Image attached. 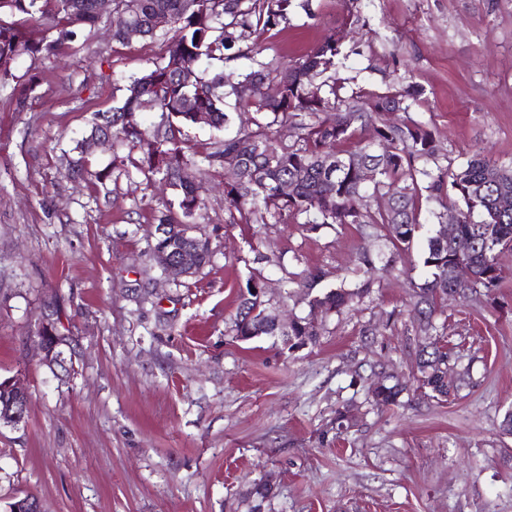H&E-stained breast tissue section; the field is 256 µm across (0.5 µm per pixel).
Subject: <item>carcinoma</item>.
I'll return each mask as SVG.
<instances>
[{
    "label": "carcinoma",
    "instance_id": "carcinoma-1",
    "mask_svg": "<svg viewBox=\"0 0 512 512\" xmlns=\"http://www.w3.org/2000/svg\"><path fill=\"white\" fill-rule=\"evenodd\" d=\"M312 0H112L117 24L112 40L127 42L124 27H138L143 38L168 36L166 52L125 85L120 102L105 112L92 113L86 138L108 131L112 139L138 151V156L113 155L112 168L90 173L99 183L112 174L142 175L166 182L172 198L158 210L157 223L169 225L176 240L191 244L200 265L210 260L209 242L192 233L203 219L201 192L207 175L230 154L238 158L236 175L224 181L226 224H301L308 232L348 225L372 227L391 244L382 259L369 250L354 259V287L341 284L313 294L322 281L319 269L288 273V287L305 291L310 309L322 318L340 314L354 299L374 287L377 262L389 266L412 250L428 215L448 222V196L464 204L456 236L444 240L433 234L426 241L423 265L430 276L416 291L419 330L438 331L435 317L450 298L483 288L502 287L505 269L500 255L512 252V209L499 200L512 198V164L476 154L451 169L439 162L440 141L432 126L412 112L421 92L388 82L377 90L353 86L340 74L339 39L330 36L286 66L262 56L259 40L285 25L295 8L315 18ZM97 0H0V83H15V106L25 110L37 88L36 62L61 50L79 32L99 21ZM164 16L158 29L155 18ZM28 63L17 75V67ZM193 65L186 81L184 67ZM270 82L279 93L266 96L260 88ZM159 114L146 125L136 115ZM206 113L207 126L221 129L230 114H250L224 138L193 155L182 147L183 131L197 125ZM291 126L294 139H279L274 129ZM368 128V137L358 132ZM374 168L365 183L361 170ZM265 287L257 271L249 272L239 289L231 332L248 336H286L293 351L315 340L318 326L308 316H293L284 329L271 318L268 301L252 292ZM451 351L436 340L421 350V387L445 402L456 386L448 380ZM402 385L382 384L375 403L396 406ZM272 490L260 483L249 495L251 512H262Z\"/></svg>",
    "mask_w": 512,
    "mask_h": 512
}]
</instances>
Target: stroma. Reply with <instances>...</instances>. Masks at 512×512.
<instances>
[{"instance_id":"35a3bbf8","label":"stroma","mask_w":512,"mask_h":512,"mask_svg":"<svg viewBox=\"0 0 512 512\" xmlns=\"http://www.w3.org/2000/svg\"><path fill=\"white\" fill-rule=\"evenodd\" d=\"M262 39L290 62L331 34L343 76L367 89L398 79L448 163L483 149L512 162V0H312ZM357 24H346L348 14ZM165 53L162 41L113 42L110 17L88 41L36 63L25 111L0 87V379L22 377L25 421L0 427V512L35 496L42 512H512V253L505 288L449 301L445 336L471 380L441 402L419 388L414 291L429 275L416 250L379 270V287L326 319L315 343L241 341L230 327L249 270L265 277L280 317L307 314L284 270L319 267L339 285L359 247L355 226L228 224L224 172L204 197L211 258L174 279L152 258L158 181L100 186L69 177L92 112L112 108L128 78ZM258 249H251V242ZM60 305L80 349L79 374L58 380L35 334ZM400 406H376L384 377ZM349 420L337 426L336 411Z\"/></svg>"}]
</instances>
